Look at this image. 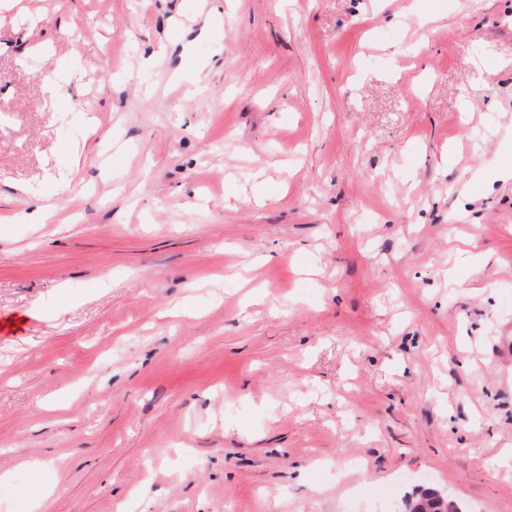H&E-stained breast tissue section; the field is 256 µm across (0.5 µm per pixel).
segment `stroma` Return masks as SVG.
Returning a JSON list of instances; mask_svg holds the SVG:
<instances>
[{"label": "stroma", "instance_id": "stroma-1", "mask_svg": "<svg viewBox=\"0 0 512 512\" xmlns=\"http://www.w3.org/2000/svg\"><path fill=\"white\" fill-rule=\"evenodd\" d=\"M503 166L512 0L0 8V512H512Z\"/></svg>", "mask_w": 512, "mask_h": 512}]
</instances>
